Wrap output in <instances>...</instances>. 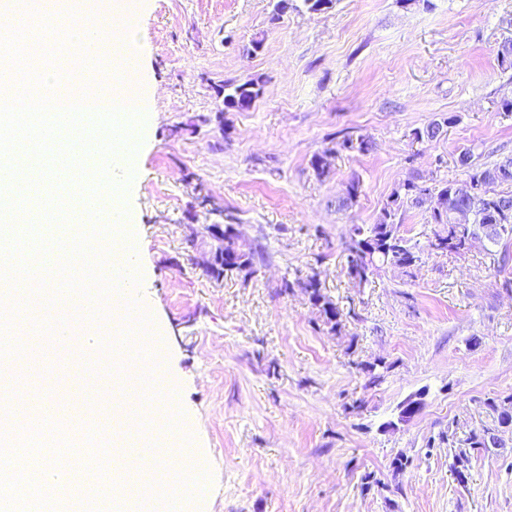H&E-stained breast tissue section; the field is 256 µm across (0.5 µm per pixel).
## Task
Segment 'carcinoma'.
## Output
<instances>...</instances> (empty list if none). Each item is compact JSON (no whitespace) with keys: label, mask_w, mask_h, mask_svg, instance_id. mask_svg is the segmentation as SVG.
Wrapping results in <instances>:
<instances>
[{"label":"carcinoma","mask_w":512,"mask_h":512,"mask_svg":"<svg viewBox=\"0 0 512 512\" xmlns=\"http://www.w3.org/2000/svg\"><path fill=\"white\" fill-rule=\"evenodd\" d=\"M221 91L224 94V110L243 112L259 97L261 85L254 79L231 80L224 82ZM459 162L467 169L468 182L473 188L471 195H457L452 185L429 187L408 179L392 192L376 223L352 225L343 242L342 252L346 259V274L353 286L364 287L385 268L397 269L405 275L410 274L424 250L463 258L471 249V238L476 235L487 234V242L494 246L504 240H512V192L498 191L484 179L487 172L498 170L501 172L498 184H512V157H505L490 167H480L473 163L472 152L466 150L460 153ZM360 188V180L351 179L346 185L345 194L338 199V208L351 207L359 197ZM424 197L437 199L439 207L429 208L431 223L436 225V229L422 247L403 234L400 215L408 208L425 207L426 203L422 201ZM458 210L469 211L472 222L453 223L454 212ZM267 257L266 246L260 243H242L226 231L224 240L218 242L213 263L206 268V274L218 279L227 272H235L248 280L257 274L259 266L266 262ZM296 289L307 296L327 332L336 336L343 335L346 315L322 291L317 274L282 279L276 295H286ZM390 368L391 365L381 359L360 365L366 378L365 387L379 386ZM487 406L496 414L498 426L512 430V395L489 398ZM488 433L489 429L483 427L470 431L462 439L454 431L446 435L448 447L459 449L453 464L459 482H465L469 469L470 460L465 449L489 448Z\"/></svg>","instance_id":"carcinoma-1"}]
</instances>
